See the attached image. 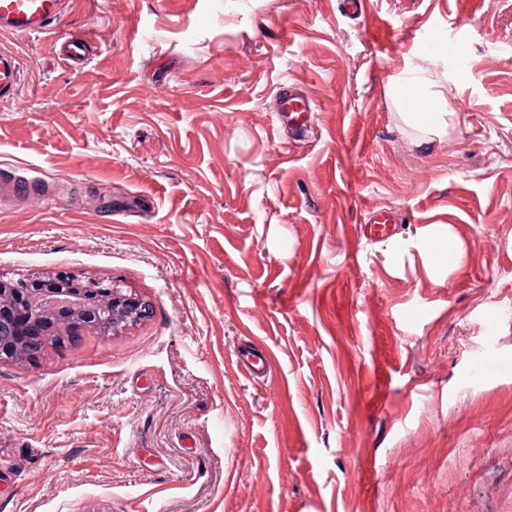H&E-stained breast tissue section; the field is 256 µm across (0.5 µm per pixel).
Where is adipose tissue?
Instances as JSON below:
<instances>
[{
    "instance_id": "obj_1",
    "label": "adipose tissue",
    "mask_w": 512,
    "mask_h": 512,
    "mask_svg": "<svg viewBox=\"0 0 512 512\" xmlns=\"http://www.w3.org/2000/svg\"><path fill=\"white\" fill-rule=\"evenodd\" d=\"M395 96L403 109L401 118L406 126L425 137L447 133L452 114L437 95L425 90L423 79L397 84Z\"/></svg>"
}]
</instances>
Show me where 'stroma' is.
Returning a JSON list of instances; mask_svg holds the SVG:
<instances>
[{
  "mask_svg": "<svg viewBox=\"0 0 512 512\" xmlns=\"http://www.w3.org/2000/svg\"><path fill=\"white\" fill-rule=\"evenodd\" d=\"M84 33L76 67L55 42ZM1 48L0 178L59 200L0 206V275L152 313L0 362V512H512V0H72ZM413 74L441 140L398 115ZM21 83L20 63L9 52L0 51V100L13 98ZM422 78L397 84L395 96L405 112H399L404 124L419 133V136H441L447 134L455 112L447 111V104L438 102V96L423 88ZM280 98V109L276 113L280 128H288V132L298 136L305 135L314 112V103L296 93L292 86L282 87ZM392 224H397V218L391 213H373L366 224V235L372 240L391 236L393 232ZM437 231L426 240L427 253H436L448 269L456 268L464 257V244L453 233L451 226L435 224Z\"/></svg>",
  "mask_w": 512,
  "mask_h": 512,
  "instance_id": "35a3bbf8",
  "label": "stroma"
}]
</instances>
